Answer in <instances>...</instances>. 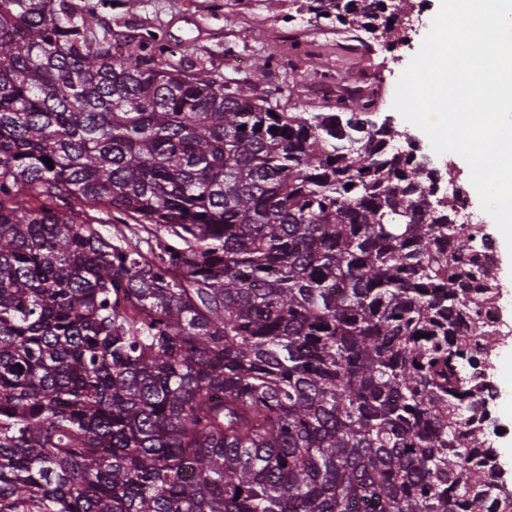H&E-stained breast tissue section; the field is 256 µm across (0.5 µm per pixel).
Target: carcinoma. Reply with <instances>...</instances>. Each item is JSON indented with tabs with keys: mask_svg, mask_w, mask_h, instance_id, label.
Instances as JSON below:
<instances>
[{
	"mask_svg": "<svg viewBox=\"0 0 512 512\" xmlns=\"http://www.w3.org/2000/svg\"><path fill=\"white\" fill-rule=\"evenodd\" d=\"M305 7L395 48L398 4ZM151 40L0 0V512H512L486 226L374 94L291 112Z\"/></svg>",
	"mask_w": 512,
	"mask_h": 512,
	"instance_id": "cac0c4a2",
	"label": "carcinoma"
}]
</instances>
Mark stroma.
<instances>
[{"mask_svg": "<svg viewBox=\"0 0 512 512\" xmlns=\"http://www.w3.org/2000/svg\"><path fill=\"white\" fill-rule=\"evenodd\" d=\"M77 9L94 10L97 24L111 29L115 38L131 40L152 32L158 42L176 50L185 62L224 78L255 84L263 95L299 112L332 113L336 98L323 94L322 75L341 68L347 83L358 82L365 72L377 76L373 121L387 122L404 132L432 166L452 168L457 185L471 191L470 169L456 154H434L426 135L406 122L393 108L397 81L428 32L438 0H427L415 23L410 46L375 54L352 52L351 39L369 41L364 32L336 31L327 20L300 10L296 0H72ZM501 284L499 317L508 332L497 348L495 363L512 355V254L499 251Z\"/></svg>", "mask_w": 512, "mask_h": 512, "instance_id": "1", "label": "stroma"}]
</instances>
